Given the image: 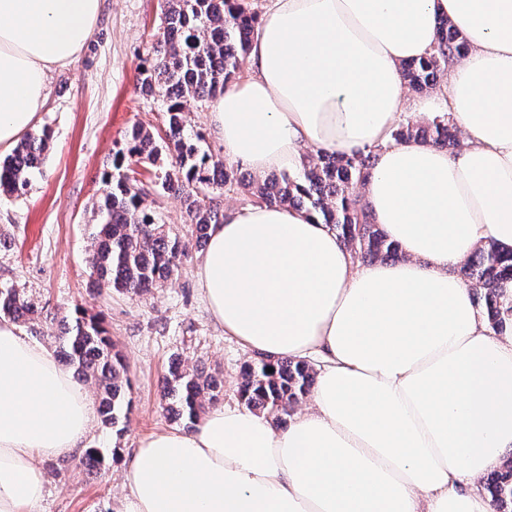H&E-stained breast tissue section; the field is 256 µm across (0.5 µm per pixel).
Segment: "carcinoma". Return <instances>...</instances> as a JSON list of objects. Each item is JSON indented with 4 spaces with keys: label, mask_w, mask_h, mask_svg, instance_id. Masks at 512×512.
I'll list each match as a JSON object with an SVG mask.
<instances>
[{
    "label": "carcinoma",
    "mask_w": 512,
    "mask_h": 512,
    "mask_svg": "<svg viewBox=\"0 0 512 512\" xmlns=\"http://www.w3.org/2000/svg\"><path fill=\"white\" fill-rule=\"evenodd\" d=\"M162 37L148 52L138 73L141 91L159 96L165 109V137L158 140L144 127L128 131L124 148L112 160L102 203L90 234L86 259L93 290L140 295L173 279L191 250L206 247L214 225L224 223V211L214 204L215 193L225 187L250 195L260 203L287 206L316 215L353 255L368 260L400 257L368 213L358 187L365 186L376 163L369 148L351 154L318 149L302 163L300 173L272 174L263 179L237 177L210 150L205 138L186 128L190 103L216 98L239 71L249 54L258 15L244 0H162ZM464 37L442 19L433 52L401 67L408 90L423 93L435 88L448 62L464 56ZM396 142L420 140L453 151L459 140L450 131L448 114L436 116L425 129L406 124L392 133ZM47 129L21 140L0 161V193L19 194L30 177L40 171L49 148ZM170 157L168 169L155 182L162 191L183 199L188 233L171 235L156 213L147 208L146 190L129 183L121 173L127 160L155 164L162 152ZM465 281L476 291L477 304L493 330L512 318V254L489 245L462 264ZM44 307L13 288L0 289V317L24 325L32 335L56 344L74 373L94 383L102 424L114 429L130 412L129 382L120 355L113 351L102 323L77 307L51 334L44 333ZM315 373L303 360L260 357L245 365L239 383L241 401L280 424L283 416L310 392ZM221 383L206 367L172 362L162 383V409L174 421L196 423L207 405L218 402ZM105 455L86 450L80 465L98 471ZM485 488L496 512H512V457L486 477Z\"/></svg>",
    "instance_id": "carcinoma-1"
}]
</instances>
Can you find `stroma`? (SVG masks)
Segmentation results:
<instances>
[{"label": "stroma", "mask_w": 512, "mask_h": 512, "mask_svg": "<svg viewBox=\"0 0 512 512\" xmlns=\"http://www.w3.org/2000/svg\"><path fill=\"white\" fill-rule=\"evenodd\" d=\"M163 33L160 0H101L94 33L68 67L50 73L48 102L38 121L52 141L42 172L22 195H0V232L11 235L0 250V286L23 291L50 311L81 305L102 315L113 344L125 357L132 408L123 432L94 422L84 445L98 448L106 465L88 473L80 453L43 460V501L36 512H119L122 461L155 432L174 428L161 409L160 383L170 363H204L223 381L222 399L239 401L240 375L253 356L226 336L205 310L193 253L178 276L138 296L88 291L86 249L112 158L133 124L153 134L163 127L159 98L142 94L138 69ZM155 167L135 166L148 191L147 206L172 232L185 230L178 197L155 187Z\"/></svg>", "instance_id": "stroma-1"}]
</instances>
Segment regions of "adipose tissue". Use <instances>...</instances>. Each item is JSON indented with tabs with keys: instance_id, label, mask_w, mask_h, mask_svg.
Instances as JSON below:
<instances>
[{
	"instance_id": "adipose-tissue-1",
	"label": "adipose tissue",
	"mask_w": 512,
	"mask_h": 512,
	"mask_svg": "<svg viewBox=\"0 0 512 512\" xmlns=\"http://www.w3.org/2000/svg\"><path fill=\"white\" fill-rule=\"evenodd\" d=\"M100 0H0V149L48 100L49 73L87 46ZM447 18L468 43L437 89L464 135L448 154L393 143L404 62ZM252 74L212 102L226 158L257 175L307 148L379 147L367 207L401 258L358 265L314 215L225 213L198 270L225 335L316 359L287 426L238 404L157 432L123 461L120 512H493L481 482L512 454V322L489 329L454 274L479 247L512 252V0H273ZM84 386L0 321V512H32L40 462L82 448Z\"/></svg>"
}]
</instances>
